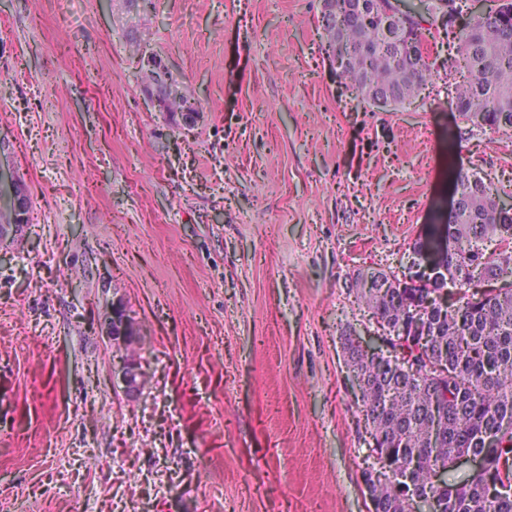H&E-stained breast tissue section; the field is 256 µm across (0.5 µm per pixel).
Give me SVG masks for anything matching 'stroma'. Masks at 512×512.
I'll return each mask as SVG.
<instances>
[{
  "label": "stroma",
  "mask_w": 512,
  "mask_h": 512,
  "mask_svg": "<svg viewBox=\"0 0 512 512\" xmlns=\"http://www.w3.org/2000/svg\"><path fill=\"white\" fill-rule=\"evenodd\" d=\"M319 0H0V160L29 222L0 246V512H369L340 332L402 274L457 172L512 201V132L430 85L393 112L322 55ZM158 56L198 106L150 104ZM134 314L116 350L101 324ZM139 359L145 386L116 370ZM103 331L117 349L132 346L140 336L135 317L122 302L113 303L111 314L104 320ZM124 393L128 396L138 395L144 385L143 373L138 363L132 358L124 359L121 364Z\"/></svg>",
  "instance_id": "stroma-1"
}]
</instances>
